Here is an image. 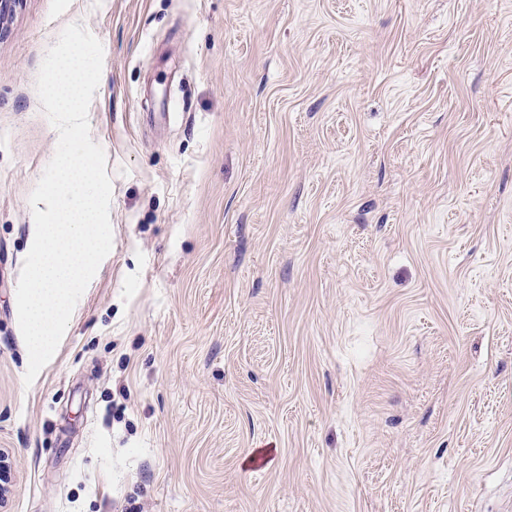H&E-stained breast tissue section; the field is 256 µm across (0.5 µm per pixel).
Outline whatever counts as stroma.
Here are the masks:
<instances>
[{
    "label": "stroma",
    "mask_w": 512,
    "mask_h": 512,
    "mask_svg": "<svg viewBox=\"0 0 512 512\" xmlns=\"http://www.w3.org/2000/svg\"><path fill=\"white\" fill-rule=\"evenodd\" d=\"M71 23L113 247L28 386L36 79ZM0 451V512H512V0H21Z\"/></svg>",
    "instance_id": "stroma-1"
}]
</instances>
